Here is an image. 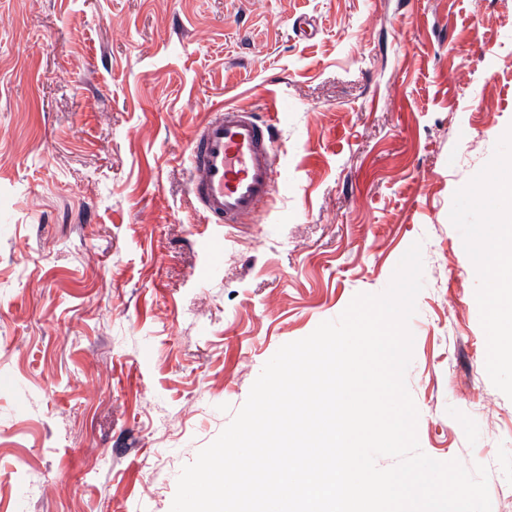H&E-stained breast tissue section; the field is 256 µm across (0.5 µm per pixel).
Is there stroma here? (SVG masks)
Instances as JSON below:
<instances>
[{"label":"stroma","mask_w":512,"mask_h":512,"mask_svg":"<svg viewBox=\"0 0 512 512\" xmlns=\"http://www.w3.org/2000/svg\"><path fill=\"white\" fill-rule=\"evenodd\" d=\"M308 18L312 34L296 32ZM233 105L288 187L206 223L189 139ZM512 0H0V512H170L283 344L423 288L421 450L512 512V362L475 258L505 232Z\"/></svg>","instance_id":"stroma-1"}]
</instances>
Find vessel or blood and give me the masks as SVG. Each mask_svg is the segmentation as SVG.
Returning <instances> with one entry per match:
<instances>
[{"mask_svg":"<svg viewBox=\"0 0 512 512\" xmlns=\"http://www.w3.org/2000/svg\"><path fill=\"white\" fill-rule=\"evenodd\" d=\"M274 124L236 107L214 109L193 132L191 195L208 223L241 224L288 184Z\"/></svg>","mask_w":512,"mask_h":512,"instance_id":"vessel-or-blood-1","label":"vessel or blood"}]
</instances>
